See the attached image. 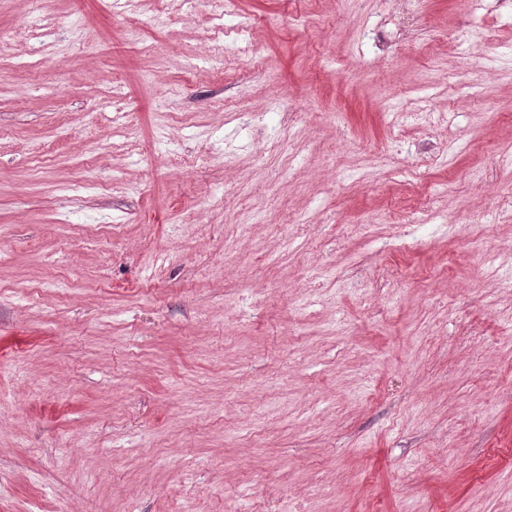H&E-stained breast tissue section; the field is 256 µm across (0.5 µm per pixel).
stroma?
<instances>
[{"mask_svg":"<svg viewBox=\"0 0 512 512\" xmlns=\"http://www.w3.org/2000/svg\"><path fill=\"white\" fill-rule=\"evenodd\" d=\"M473 2L0 0V512H512Z\"/></svg>","mask_w":512,"mask_h":512,"instance_id":"obj_1","label":"stroma"}]
</instances>
